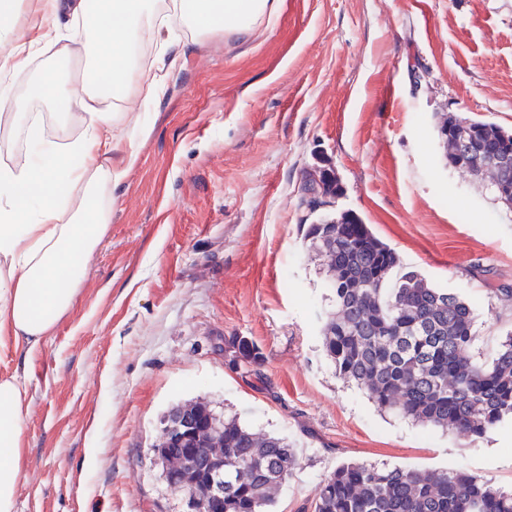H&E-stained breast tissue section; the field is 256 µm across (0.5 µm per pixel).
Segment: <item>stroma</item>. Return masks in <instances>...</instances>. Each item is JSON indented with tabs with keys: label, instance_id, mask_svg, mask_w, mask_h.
<instances>
[{
	"label": "stroma",
	"instance_id": "stroma-1",
	"mask_svg": "<svg viewBox=\"0 0 512 512\" xmlns=\"http://www.w3.org/2000/svg\"><path fill=\"white\" fill-rule=\"evenodd\" d=\"M177 48L71 308L33 348L0 340V377L26 378L30 403L15 512H182L150 449L164 415L197 400L301 446L274 512H304L346 461L512 490V427L469 443L337 377L326 260L306 236L359 215L472 305L493 355L512 331V208L449 166L438 121L512 131V0H280L259 39L184 32ZM322 163L343 193L312 211L302 175ZM238 340L261 352V378L229 364Z\"/></svg>",
	"mask_w": 512,
	"mask_h": 512
}]
</instances>
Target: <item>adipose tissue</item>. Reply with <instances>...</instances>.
Returning a JSON list of instances; mask_svg holds the SVG:
<instances>
[{
  "label": "adipose tissue",
  "instance_id": "adipose-tissue-1",
  "mask_svg": "<svg viewBox=\"0 0 512 512\" xmlns=\"http://www.w3.org/2000/svg\"><path fill=\"white\" fill-rule=\"evenodd\" d=\"M38 24L34 44L72 57L64 26L82 22L89 70L80 87H61L52 72L22 95L0 94L22 124L33 152L22 166H0V335L33 347L70 309L86 264L107 235L113 183L138 160L140 129L115 121L129 104L158 98L177 58L171 31L204 39L223 29L257 36L278 0H30ZM49 100L81 117V134L66 148L45 135L33 105ZM26 381L0 377V512H14L29 414Z\"/></svg>",
  "mask_w": 512,
  "mask_h": 512
}]
</instances>
